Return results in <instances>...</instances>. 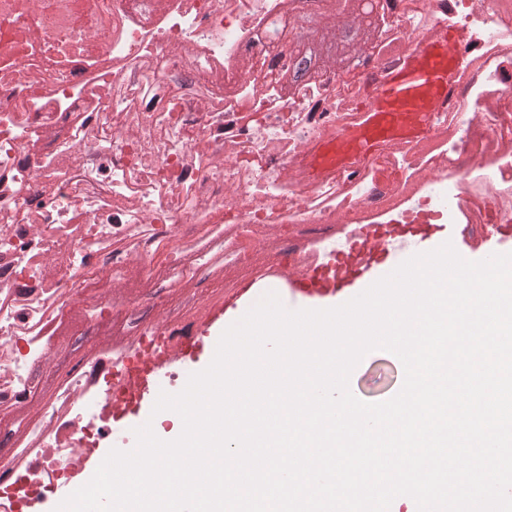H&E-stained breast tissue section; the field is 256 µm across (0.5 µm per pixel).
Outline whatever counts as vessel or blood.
I'll list each match as a JSON object with an SVG mask.
<instances>
[{"instance_id":"vessel-or-blood-1","label":"vessel or blood","mask_w":512,"mask_h":512,"mask_svg":"<svg viewBox=\"0 0 512 512\" xmlns=\"http://www.w3.org/2000/svg\"><path fill=\"white\" fill-rule=\"evenodd\" d=\"M460 59L461 38L454 33L415 46L376 82L371 104L356 123L342 128L314 155L313 167L341 166L368 156L383 141L421 134L428 125V112L454 97ZM357 234L350 251L323 258L289 279L280 291L282 299L321 304L337 295H356L374 283L377 270L387 263V242L392 238L444 234L458 253H466L470 246L456 224H370L358 228ZM173 359L145 347L131 368L108 378L107 386L114 396L112 423L98 440L80 444L77 459L67 469L69 479L85 484L111 449L129 451L135 447L134 430L142 413L153 407L160 392L169 391L175 383L170 372ZM0 495L25 505L29 512H54L58 505L57 500L36 495L20 480L0 489Z\"/></svg>"}]
</instances>
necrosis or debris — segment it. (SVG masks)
<instances>
[{
	"instance_id": "4bbe7bcc",
	"label": "necrosis or debris",
	"mask_w": 512,
	"mask_h": 512,
	"mask_svg": "<svg viewBox=\"0 0 512 512\" xmlns=\"http://www.w3.org/2000/svg\"><path fill=\"white\" fill-rule=\"evenodd\" d=\"M0 8V409L30 401L73 297L96 305L130 271L201 282L209 244L229 265L293 271L346 248L340 224L423 223L443 211L479 241L512 222V0H388L366 72L318 66L286 83L261 36L294 0H25ZM463 36L458 104L414 139L313 177L315 152L370 102V72L442 29ZM105 350L34 408L20 471L49 481L113 396L93 382Z\"/></svg>"
}]
</instances>
